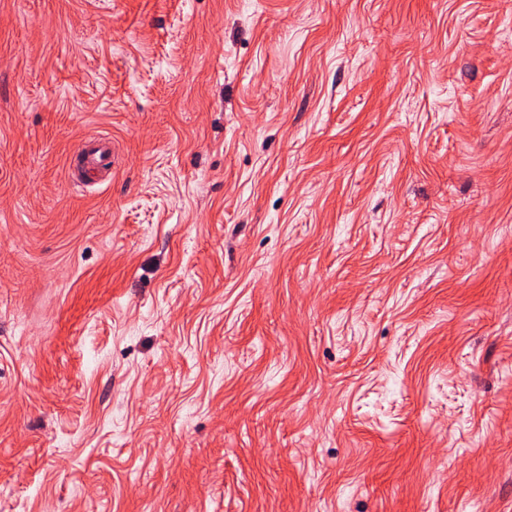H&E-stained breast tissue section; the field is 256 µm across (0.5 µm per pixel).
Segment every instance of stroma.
<instances>
[{"mask_svg": "<svg viewBox=\"0 0 512 512\" xmlns=\"http://www.w3.org/2000/svg\"><path fill=\"white\" fill-rule=\"evenodd\" d=\"M0 512H512V0H0ZM81 164L73 174L77 184H100L112 170V143L105 138L90 137L78 147Z\"/></svg>", "mask_w": 512, "mask_h": 512, "instance_id": "stroma-1", "label": "stroma"}]
</instances>
